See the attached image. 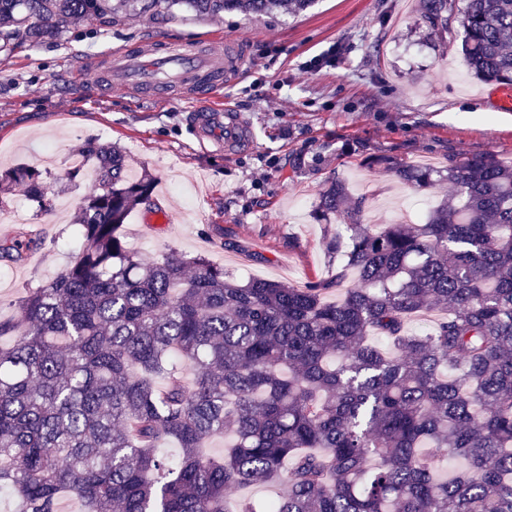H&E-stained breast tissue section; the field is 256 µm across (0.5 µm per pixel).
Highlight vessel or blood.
<instances>
[{
    "label": "vessel or blood",
    "instance_id": "1",
    "mask_svg": "<svg viewBox=\"0 0 512 512\" xmlns=\"http://www.w3.org/2000/svg\"><path fill=\"white\" fill-rule=\"evenodd\" d=\"M140 64H131L127 51L100 56L79 75V87L119 85L143 100L175 103L192 115L193 134L232 154L249 141L246 125L232 107L214 103L220 87L234 84L247 63V49L228 39H209L190 46H169L153 40L137 51Z\"/></svg>",
    "mask_w": 512,
    "mask_h": 512
}]
</instances>
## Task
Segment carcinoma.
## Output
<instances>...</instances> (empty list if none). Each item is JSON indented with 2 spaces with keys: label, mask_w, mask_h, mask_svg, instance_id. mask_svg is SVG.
<instances>
[{
  "label": "carcinoma",
  "mask_w": 512,
  "mask_h": 512,
  "mask_svg": "<svg viewBox=\"0 0 512 512\" xmlns=\"http://www.w3.org/2000/svg\"><path fill=\"white\" fill-rule=\"evenodd\" d=\"M139 0H0V52L104 25ZM313 0H145L200 16L298 15ZM454 0H419L451 32ZM462 51L474 77L512 85V0H467ZM99 192L74 215L81 248L0 318V490L17 512H512V163L489 153L434 168L363 162L407 185L446 181L422 224H369L367 198L329 181L317 213L344 221L327 248L344 264L301 287L240 281L199 255L144 261L122 233L155 181L117 147L88 141ZM39 168L0 170L52 207ZM22 232L0 252L31 248ZM336 290V299L327 293ZM435 315L416 332L412 318ZM232 432L219 459L208 438ZM174 444L171 463L159 449ZM466 469L443 479L440 462ZM282 485L259 506L228 492Z\"/></svg>",
  "instance_id": "1"
}]
</instances>
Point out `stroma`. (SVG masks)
<instances>
[{
  "label": "stroma",
  "instance_id": "35a3bbf8",
  "mask_svg": "<svg viewBox=\"0 0 512 512\" xmlns=\"http://www.w3.org/2000/svg\"><path fill=\"white\" fill-rule=\"evenodd\" d=\"M207 36L239 40L248 51L247 69L218 95L252 131L234 155L201 148L177 107L118 88L72 89V71L110 51ZM461 43L431 33L416 0H315L299 15L258 17L179 10L161 19L127 10L109 27L90 17L58 39L0 53V167L52 151L42 177L70 215L98 189L87 179L62 180L73 155L89 139L117 145L133 169L157 179L155 197L168 213L158 224L146 223L143 207L128 217L125 238L144 259L202 254L240 279L302 286L336 268L315 214L328 180L367 196L376 224L407 212L426 216L448 195L447 182L413 189L389 171L361 166L362 157L436 164L451 154L490 153L512 162V112L494 106L493 85L473 78ZM317 56L319 69L308 70ZM26 209L27 225L0 222L2 245L27 228L41 238L21 261L0 258L5 318L80 248L76 225L32 203Z\"/></svg>",
  "mask_w": 512,
  "mask_h": 512
}]
</instances>
